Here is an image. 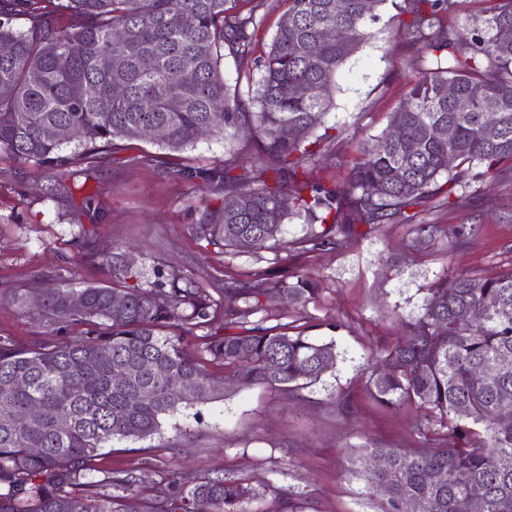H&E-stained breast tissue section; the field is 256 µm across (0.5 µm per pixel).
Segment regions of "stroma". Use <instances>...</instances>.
<instances>
[{
	"mask_svg": "<svg viewBox=\"0 0 512 512\" xmlns=\"http://www.w3.org/2000/svg\"><path fill=\"white\" fill-rule=\"evenodd\" d=\"M287 10L286 0H263L249 59L228 54L221 61L228 86L247 93L238 74L259 71ZM371 32L338 73L326 123L339 142L321 144L309 166L313 179L346 180L361 158L362 142L385 130L422 67L392 5L381 8ZM257 154L253 141L220 136L177 154L135 140L103 160L81 161L69 173L0 152V338L46 335L34 311L10 303L13 290L34 292L57 280L78 289L111 284V272L97 254L115 246L129 247L142 283L153 282L155 271H170L180 285L205 289L219 305L225 282L258 271L291 285L308 278L314 293L306 304L273 312L263 324L293 321L308 326L317 341L335 342V368L300 390H226L221 399L164 416L152 438L114 440L97 464L115 471L150 469L149 479L128 498L132 512H149L157 490L172 477L186 482L216 474L242 478L257 491L250 512H384L383 497H367L364 481L346 472L345 456L369 441L423 449L416 428L422 412L411 404L381 406L366 381L401 336L402 321L418 315L439 279L512 268V164L502 163L492 177L473 167L465 187L431 198L416 208L413 220L379 225L334 248L299 250L310 228L296 219L285 225L275 248L227 252L194 231L202 212L219 205L221 191L199 179L175 178L170 169H209ZM57 180V195L43 198L46 185ZM88 195L95 202L90 212L82 208ZM420 224L438 229L436 240L422 247L414 244ZM460 227L470 229L468 240L447 249ZM85 229L95 250L91 256L77 245ZM345 397L351 400L347 411L339 405Z\"/></svg>",
	"mask_w": 512,
	"mask_h": 512,
	"instance_id": "stroma-1",
	"label": "stroma"
}]
</instances>
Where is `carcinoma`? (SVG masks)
I'll list each match as a JSON object with an SVG mask.
<instances>
[{"mask_svg": "<svg viewBox=\"0 0 512 512\" xmlns=\"http://www.w3.org/2000/svg\"><path fill=\"white\" fill-rule=\"evenodd\" d=\"M232 2L0 0V44L10 47L0 56V151L65 167L152 127L163 129L152 143L172 153L206 135L252 140L257 165L171 174L223 189L199 236L255 252L278 243L295 218L322 225L301 248L337 245L360 224L405 220L444 185H465L475 163L486 176L512 161V0H493L466 36L448 27L453 0L392 3L407 17L423 68L389 129L363 144L343 186L310 178L306 165L312 146L328 138L337 72L387 0H288L290 20L278 26L259 79L243 74L255 84L246 101L230 96L220 61L226 50L249 58L262 0L246 12ZM329 22L336 33H324ZM73 42L81 46L76 55ZM450 80L468 111L442 94ZM115 85L122 96L113 95ZM440 125L454 128L451 140L435 135ZM100 257L110 286L55 282L39 304L26 290L11 295L15 306L37 311L49 334L68 338L0 339V512H128L127 494L147 473L98 469L94 461L115 438H150L163 416L223 397L210 361L224 363V384L237 389H304L336 365L335 343L314 341L304 327L250 325L257 313L305 303L313 293L306 280L292 286L260 271L225 287L227 333L197 336L216 313L202 289L179 287L175 274L130 286L140 273L125 251ZM116 296L123 306L113 305ZM463 309L483 317L460 320ZM405 331L384 350L368 391L389 409L417 405L433 437L425 452L368 443L348 457L349 470L386 497L387 512H411L415 502L422 512H458L475 484L483 488L479 512H512V423L498 420L512 412V365L501 367L512 359V269L437 282ZM478 370L484 378H474ZM32 404L42 412L16 423L13 415ZM254 497L233 476L197 479L187 489L173 480L150 512H247Z\"/></svg>", "mask_w": 512, "mask_h": 512, "instance_id": "obj_1", "label": "carcinoma"}]
</instances>
